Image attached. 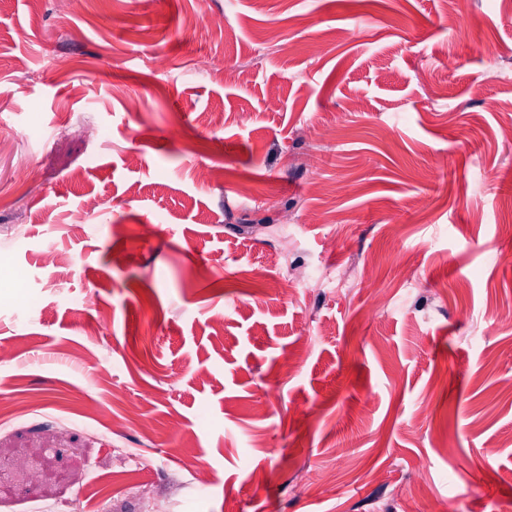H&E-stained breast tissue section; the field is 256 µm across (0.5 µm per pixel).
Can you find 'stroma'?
<instances>
[{"mask_svg": "<svg viewBox=\"0 0 512 512\" xmlns=\"http://www.w3.org/2000/svg\"><path fill=\"white\" fill-rule=\"evenodd\" d=\"M209 9L0 0V512H512V0Z\"/></svg>", "mask_w": 512, "mask_h": 512, "instance_id": "1", "label": "stroma"}]
</instances>
